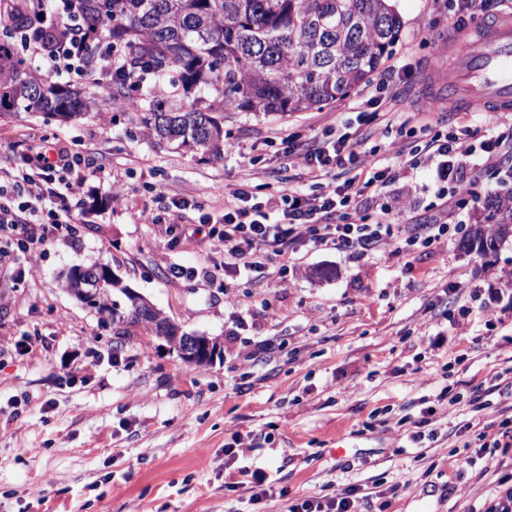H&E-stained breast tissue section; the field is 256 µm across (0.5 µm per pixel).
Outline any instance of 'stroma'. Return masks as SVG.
<instances>
[{"mask_svg":"<svg viewBox=\"0 0 512 512\" xmlns=\"http://www.w3.org/2000/svg\"><path fill=\"white\" fill-rule=\"evenodd\" d=\"M393 4L403 27L384 63L413 74L392 89V123L365 125L366 147L398 140L404 126H475L472 113L436 110L423 95L424 71L447 61L442 0ZM57 82L93 96L96 109L67 122L0 119V169L11 146L48 136L124 192L69 193L71 231L33 262L18 255L17 232H0V512H287L290 501L349 484L369 493L363 512H466L487 495L488 480L449 470L448 458L466 456L465 441L501 419L466 398L512 366V310L487 323L470 294L512 290V237L485 255L460 243L478 204L511 195L512 179L468 167L462 222L430 246L358 260L304 246L281 274L229 277L217 235L225 190L314 193L278 139L341 132L357 94L284 117L225 113L229 150L201 161L154 141L111 91ZM430 182L429 171L403 170L387 189L393 208L412 205L406 234L431 216ZM93 262L184 331L218 338V355L194 369L144 329L114 335L61 288L64 272ZM452 319L464 330L449 329ZM445 390L463 403L449 406ZM246 468L263 470L276 497L253 504Z\"/></svg>","mask_w":512,"mask_h":512,"instance_id":"1","label":"stroma"}]
</instances>
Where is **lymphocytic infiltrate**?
Segmentation results:
<instances>
[{"instance_id": "lymphocytic-infiltrate-1", "label": "lymphocytic infiltrate", "mask_w": 512, "mask_h": 512, "mask_svg": "<svg viewBox=\"0 0 512 512\" xmlns=\"http://www.w3.org/2000/svg\"><path fill=\"white\" fill-rule=\"evenodd\" d=\"M2 21L13 25L40 75L66 74L98 87L103 75L126 63L124 54L112 47L111 28L90 26L73 0H0ZM484 124L487 136L481 142L482 167L512 178V153L506 150L512 140L499 133L494 115H486ZM474 137L477 132L469 127L457 132L440 129L424 145L409 149L391 146L383 155L375 149L363 150L361 136L350 131L328 145L308 149L301 148L294 136L283 137L282 151L289 164L318 182L320 191L264 196L244 185L230 190L224 202V228L219 233L225 274L269 275L271 264L287 260L300 243L359 258L382 246L398 252L422 241H435L449 231L440 215L463 190L459 164L462 158L472 156ZM75 162V156L44 141L18 152L13 165L0 177L11 194L39 200L52 193L56 172L73 168ZM398 164L413 170L424 167L433 173L435 205L440 213L432 217L425 234L400 237V212L380 201ZM346 165L352 177L340 183L329 180L332 169ZM55 196L54 210H30L29 221L38 225L39 231L20 242L23 256L36 258L62 229L59 213L66 208V197L61 193ZM365 196L377 202L373 214L362 212Z\"/></svg>"}]
</instances>
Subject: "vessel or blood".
<instances>
[{
    "label": "vessel or blood",
    "instance_id": "vessel-or-blood-1",
    "mask_svg": "<svg viewBox=\"0 0 512 512\" xmlns=\"http://www.w3.org/2000/svg\"><path fill=\"white\" fill-rule=\"evenodd\" d=\"M449 69L432 78L449 101L472 112H512V15L483 17L448 34Z\"/></svg>",
    "mask_w": 512,
    "mask_h": 512
}]
</instances>
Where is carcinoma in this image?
I'll return each instance as SVG.
<instances>
[{
  "label": "carcinoma",
  "instance_id": "obj_1",
  "mask_svg": "<svg viewBox=\"0 0 512 512\" xmlns=\"http://www.w3.org/2000/svg\"><path fill=\"white\" fill-rule=\"evenodd\" d=\"M87 21L112 26V44L152 88L139 122L158 142L204 157L224 155V113L305 112L333 103L380 67L402 19L390 0H82ZM0 33V118L40 112L62 120L89 114L96 101L37 77ZM182 89L188 104L164 94ZM493 223L478 221L461 241L486 254L512 237V195L491 196ZM94 301L113 335L139 326L125 285L101 276Z\"/></svg>",
  "mask_w": 512,
  "mask_h": 512
}]
</instances>
